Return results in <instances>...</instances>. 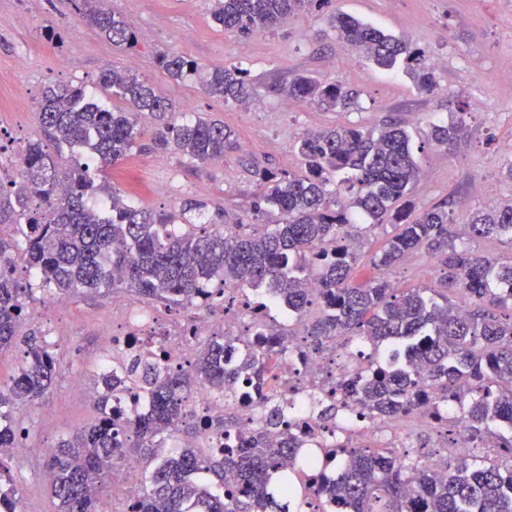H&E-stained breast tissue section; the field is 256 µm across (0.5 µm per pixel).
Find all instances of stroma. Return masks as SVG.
Returning a JSON list of instances; mask_svg holds the SVG:
<instances>
[{
  "mask_svg": "<svg viewBox=\"0 0 512 512\" xmlns=\"http://www.w3.org/2000/svg\"><path fill=\"white\" fill-rule=\"evenodd\" d=\"M137 34L134 48L113 46L76 14L71 0H41L30 11L26 0H0V180L20 177V156L29 140L41 137L37 104L45 84L58 81L91 86L104 64L128 66L161 88L188 116H206L234 132L240 148L218 162L198 165L176 151L154 149L155 125L142 116V149L108 177L139 206L175 211L188 199L205 201L218 223L249 222L258 192L256 170L297 174L301 159L294 149L299 136L331 125L382 127L398 118L413 134L431 119L448 115L460 102L469 112L473 136L451 154L428 146L418 155L423 170L411 199L423 209L453 200L457 223L472 212L512 199V182L502 171L512 154L501 145L512 141V99L501 97L512 84V0H335L332 10L349 14L384 32L408 37L437 65L441 89L418 92L404 72H385L352 53L329 30L332 10L298 15L288 25L240 41L211 19L212 0H112ZM63 39L48 41L46 30ZM175 53L205 68L246 69L261 98L259 106H227L210 98L192 81H175L160 67L159 53ZM339 82L360 91V107L328 112L310 103H284L271 93L295 74ZM447 274L436 259L406 256L389 276L403 287H436ZM24 332L56 336L58 374L54 386L25 414L35 444L60 439L94 423L96 407L69 397L72 373L87 368L99 353L100 330L112 322V297L83 292L53 298L33 291L27 302ZM9 477L23 487V512H56L42 463L11 457Z\"/></svg>",
  "mask_w": 512,
  "mask_h": 512,
  "instance_id": "35a3bbf8",
  "label": "stroma"
}]
</instances>
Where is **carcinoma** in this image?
Wrapping results in <instances>:
<instances>
[{"mask_svg": "<svg viewBox=\"0 0 512 512\" xmlns=\"http://www.w3.org/2000/svg\"><path fill=\"white\" fill-rule=\"evenodd\" d=\"M111 0H73L74 10L106 41L134 47L135 34ZM329 0H214L211 16L242 39L275 29L316 3ZM336 37L380 68L404 66L416 89L440 90L436 67L426 51L385 34L358 19L332 13ZM159 63L175 80H194L224 104L256 100L248 73L238 67L207 69L183 56L163 52ZM110 105L83 86L49 83L42 89L39 115L45 139L29 142L21 154V180L0 183V350L23 343L18 373L0 386V472L15 447L14 409L32 407L52 389L56 360L42 336L20 337L26 299L33 286L57 297L83 291H132L147 299L185 306L201 290L217 284L216 294L232 287L265 286L277 305L304 323L312 348L341 339L365 337L375 346L400 349L405 363L383 361L369 382L343 394L366 405L378 418L398 416L416 405L426 389L442 402L469 406L468 435L479 439L498 430L501 451L450 459L438 478L423 457L406 461L362 448L336 449V478L321 492L339 512H512V260L493 261L461 248L463 238H495L512 250V202L478 210L466 224L452 217L445 200L414 214L408 197L420 176L412 136L401 122L381 129L332 126L303 134L296 149L304 172H257L259 192L251 224L217 226L207 205L187 201L180 212L138 206L98 173L116 167L142 148L139 120L156 121L154 148L178 150L207 164L235 148L224 124L201 117L179 119L173 104L128 67L104 66L94 82ZM271 92L325 111L358 107L359 91L341 83H322L297 75ZM471 135L469 113L460 106L449 118L433 121L421 137L427 145L456 150ZM67 147L85 157L66 171L52 151ZM365 221L373 228L394 226L371 256L377 274L354 281L360 260L357 244ZM421 252L448 269L444 288L461 289L473 308L461 310L434 288H395L386 271L407 255ZM21 254L24 266L14 256ZM321 284L314 295L306 279ZM267 350L248 354L234 369L224 368L226 339L214 336L198 350L187 371H170L134 360L126 377L149 396L148 412L134 418L112 410L125 392L121 381L105 380L98 421L61 439L44 459L52 473L57 512H101L99 489L112 469L129 457L145 466L141 493L132 512H289L293 495L282 457L297 454L288 440L287 421L277 403H266L267 425L281 426L278 448H255L245 439L222 456L206 455L190 444L162 456L163 435L179 431L187 415L185 398L195 388L234 400L240 379L267 384L273 356L288 347L286 327L263 325ZM419 365L423 380L406 366Z\"/></svg>", "mask_w": 512, "mask_h": 512, "instance_id": "carcinoma-1", "label": "carcinoma"}]
</instances>
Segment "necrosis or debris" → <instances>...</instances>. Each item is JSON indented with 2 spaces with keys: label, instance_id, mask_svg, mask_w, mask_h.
<instances>
[{
  "label": "necrosis or debris",
  "instance_id": "4bbe7bcc",
  "mask_svg": "<svg viewBox=\"0 0 512 512\" xmlns=\"http://www.w3.org/2000/svg\"><path fill=\"white\" fill-rule=\"evenodd\" d=\"M266 296L263 287L247 291L228 288L222 301L216 303L205 293L185 308L182 318L172 320L125 295H113L112 326L99 335L103 356L92 369L72 374L69 390L86 399H96L100 392L98 378L121 374L122 364L136 358L172 370L188 368L199 342L211 336L230 337L224 363L226 367H236L243 355L259 350L255 316L263 311ZM375 368L373 347L364 341L314 351L307 348L305 337L298 336L287 353L276 359L272 392L287 416L292 434L304 440L314 460L310 466L292 459L283 465L291 484L303 490L296 512H335L319 491L323 482L336 475V460L330 456V448H370L403 457L414 445L409 424L430 421L432 407L428 404L412 414L382 421L355 402L340 407L334 419H321L314 402L339 404V380H365L373 376ZM186 405L196 425L195 445L204 452L223 447L224 435L214 423L228 409L236 415L237 435L262 437L268 447L280 445L279 433L266 428L264 408L256 391L241 389L238 399L230 403L199 389L189 394Z\"/></svg>",
  "mask_w": 512,
  "mask_h": 512
}]
</instances>
